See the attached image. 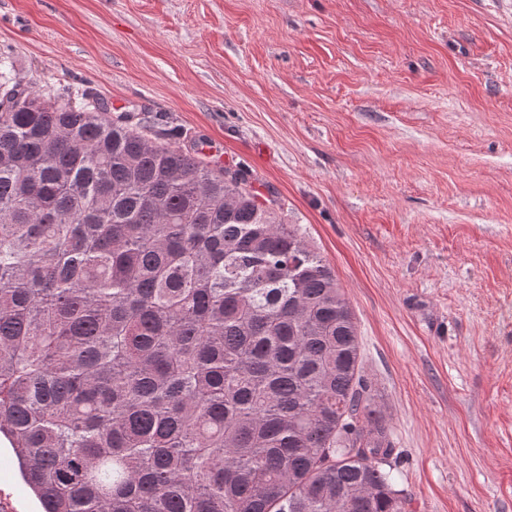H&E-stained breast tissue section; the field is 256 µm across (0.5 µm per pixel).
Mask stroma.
<instances>
[{
  "label": "stroma",
  "instance_id": "1",
  "mask_svg": "<svg viewBox=\"0 0 512 512\" xmlns=\"http://www.w3.org/2000/svg\"><path fill=\"white\" fill-rule=\"evenodd\" d=\"M1 52L245 165L345 291L416 512H512V0H0ZM0 512H40L1 447Z\"/></svg>",
  "mask_w": 512,
  "mask_h": 512
}]
</instances>
